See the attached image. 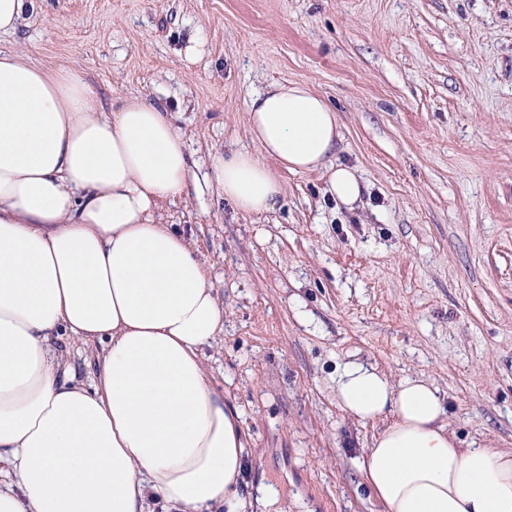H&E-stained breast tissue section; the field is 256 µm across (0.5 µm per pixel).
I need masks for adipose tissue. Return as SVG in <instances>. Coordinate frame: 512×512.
Masks as SVG:
<instances>
[{"instance_id":"ef3b65f1","label":"adipose tissue","mask_w":512,"mask_h":512,"mask_svg":"<svg viewBox=\"0 0 512 512\" xmlns=\"http://www.w3.org/2000/svg\"><path fill=\"white\" fill-rule=\"evenodd\" d=\"M247 130L257 152L212 156L237 211L275 209L274 161L360 198L335 160L337 113L307 85L252 95ZM190 179L174 112L132 94L104 106L77 69L0 52V512H242L241 416L204 364L224 306L164 215ZM58 336L106 343L95 385ZM336 396L358 421L389 419L361 463L385 512H512V452L459 447L433 383L347 361Z\"/></svg>"}]
</instances>
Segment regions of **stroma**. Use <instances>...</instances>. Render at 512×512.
<instances>
[{"label": "stroma", "mask_w": 512, "mask_h": 512, "mask_svg": "<svg viewBox=\"0 0 512 512\" xmlns=\"http://www.w3.org/2000/svg\"><path fill=\"white\" fill-rule=\"evenodd\" d=\"M14 48L177 111L193 182L166 219L224 304L205 366L243 422L246 512L263 478L280 512H384L361 459L386 421L339 407L349 360L433 383L461 447L512 451V0H37ZM286 80L336 109L354 208L320 171H281L270 213L217 186L213 152L256 151L250 97ZM53 347L95 382L102 344Z\"/></svg>", "instance_id": "1"}]
</instances>
